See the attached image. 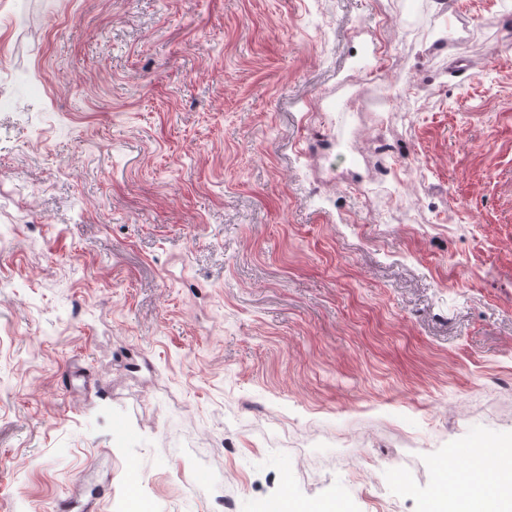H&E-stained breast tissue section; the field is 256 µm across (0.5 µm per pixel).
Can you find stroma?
Instances as JSON below:
<instances>
[{
  "instance_id": "1",
  "label": "stroma",
  "mask_w": 512,
  "mask_h": 512,
  "mask_svg": "<svg viewBox=\"0 0 512 512\" xmlns=\"http://www.w3.org/2000/svg\"><path fill=\"white\" fill-rule=\"evenodd\" d=\"M447 2L0 0V512H422L512 444V0ZM458 463L456 461H448L445 468L439 470L438 487L434 497L427 503L424 511L440 512L443 510L445 504L448 506V476H452V481L449 485L454 487L455 493L460 497H468L473 493V487L466 480L454 479L457 474Z\"/></svg>"
}]
</instances>
